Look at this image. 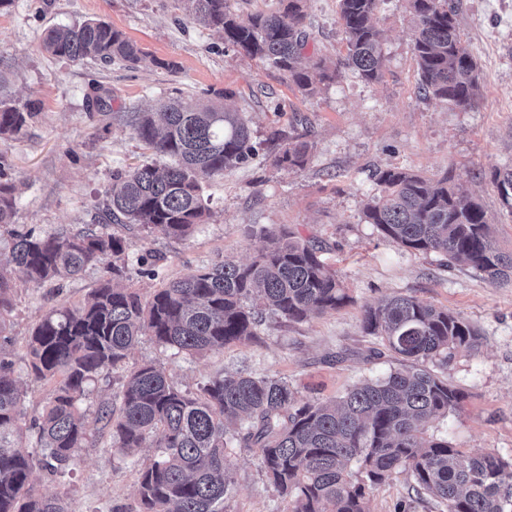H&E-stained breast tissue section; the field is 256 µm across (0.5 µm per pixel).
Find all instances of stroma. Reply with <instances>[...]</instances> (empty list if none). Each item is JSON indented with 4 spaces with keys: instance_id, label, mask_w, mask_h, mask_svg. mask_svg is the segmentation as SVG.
<instances>
[{
    "instance_id": "stroma-1",
    "label": "stroma",
    "mask_w": 512,
    "mask_h": 512,
    "mask_svg": "<svg viewBox=\"0 0 512 512\" xmlns=\"http://www.w3.org/2000/svg\"><path fill=\"white\" fill-rule=\"evenodd\" d=\"M309 57L338 64L333 81L316 97L304 96L287 72L243 56L222 35L194 22L183 0H14L0 13V77L18 103H35L22 132L0 139V177L16 187L11 224L0 227V253L13 233L51 235L97 223L96 202L114 173L153 154L127 123L173 96L216 101L232 91L228 107L249 121L258 154L240 167L203 179L212 216L194 235L177 241L132 224L107 231L129 244L126 287L147 296L167 281L231 257L249 261L263 246L261 230L288 228L322 242V260L352 298L350 304L302 322L269 318L259 337L202 356L175 352L140 337L126 359L101 372L80 400L87 439L74 463L56 473L34 449L37 493L63 499L70 512H139L138 471L151 449L121 452L97 420L130 371L155 364L182 390L200 394L227 372L288 381L307 401L336 399L363 379L381 377L389 358L371 359L373 337L361 329L362 311L403 294L469 320L482 336L476 353L459 354L447 377L467 394L461 412L437 419L433 432L467 452L512 458V280L493 283L466 266H443L440 256L404 251L365 222V200L376 191L375 171L403 168L431 177L451 176L485 209L503 251H512V213L491 178L512 167V0H460L462 38L480 70L481 96L462 111L428 97L411 47L405 0H382L385 74L361 81L340 67L346 53L338 0H306ZM102 19L123 30L146 51L139 63L104 68L55 58L43 50L44 31ZM112 93V108L91 110L94 87ZM309 145L300 169L273 166L288 140ZM155 255L159 275L139 273V255ZM105 266L86 269L60 284L35 285L13 278L8 294V350L24 386L26 417L41 412L55 384L28 374L30 336L52 309L80 304L105 281ZM234 483L224 512H289V502L269 483L255 449L229 450ZM369 512H444L418 496L408 472L395 470L369 494Z\"/></svg>"
}]
</instances>
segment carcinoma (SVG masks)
<instances>
[{"instance_id": "cac0c4a2", "label": "carcinoma", "mask_w": 512, "mask_h": 512, "mask_svg": "<svg viewBox=\"0 0 512 512\" xmlns=\"http://www.w3.org/2000/svg\"><path fill=\"white\" fill-rule=\"evenodd\" d=\"M200 25L224 35L239 53L288 73L306 96L333 79L324 59L306 60L309 33L303 0L246 17L228 0H188ZM412 51L424 92L457 109L480 96L474 58L462 46L455 0H407ZM380 0H339L346 42L343 65L366 83L383 77ZM43 49L69 61L108 66L136 63L144 50L101 19L47 29ZM36 112L0 97V137L19 134ZM132 133L172 164L146 162L112 175L100 204V224H137L149 233L187 239L211 211L199 178L229 172L253 158L248 123L215 101L177 97L154 112H135ZM308 144L297 139L273 164L302 168ZM504 207L512 210V170H495ZM379 193L367 200L364 220L399 248L435 253L492 279L512 277V253L500 250L484 208L458 191L448 176L387 169L377 174ZM15 186L0 181V224L11 223ZM129 245L103 231L13 240L0 254V337L7 328L5 271L44 284L79 275L112 259L107 271L122 276ZM319 249L288 229L266 235L249 263L221 265L166 283L148 299L105 281L82 305L41 318L29 342L30 375L61 381L39 416L24 421L20 383L0 343V512H70L56 496L40 495L34 463L23 445L35 432L47 465L64 470L86 439L78 401L86 384L123 361L141 336L189 355L220 350L257 337L259 314L288 321L337 310L350 297L318 255ZM366 335L382 343L397 367L368 378L332 402H310L288 382L241 372L212 379L194 397L176 388L152 364L130 372L119 404L102 406L97 420L112 427L115 446L127 453L155 449L139 471L140 512H224L233 483L225 448L234 441L258 450L268 481L291 500L290 512H368L367 495L396 469L410 473L417 492L439 500L446 512H512V459L463 451L429 433L431 422L462 409L466 394L444 375L456 354L481 346L478 329L452 312L412 296L393 295L362 313Z\"/></svg>"}]
</instances>
